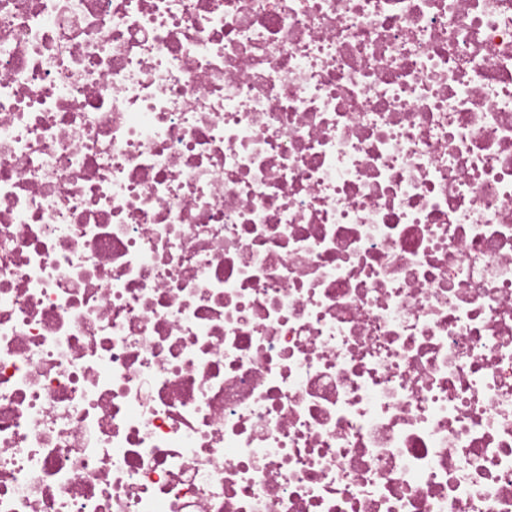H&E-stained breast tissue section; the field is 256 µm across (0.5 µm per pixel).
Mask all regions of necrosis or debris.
<instances>
[{"label": "necrosis or debris", "mask_w": 512, "mask_h": 512, "mask_svg": "<svg viewBox=\"0 0 512 512\" xmlns=\"http://www.w3.org/2000/svg\"><path fill=\"white\" fill-rule=\"evenodd\" d=\"M0 512H512V0H0Z\"/></svg>", "instance_id": "obj_1"}]
</instances>
